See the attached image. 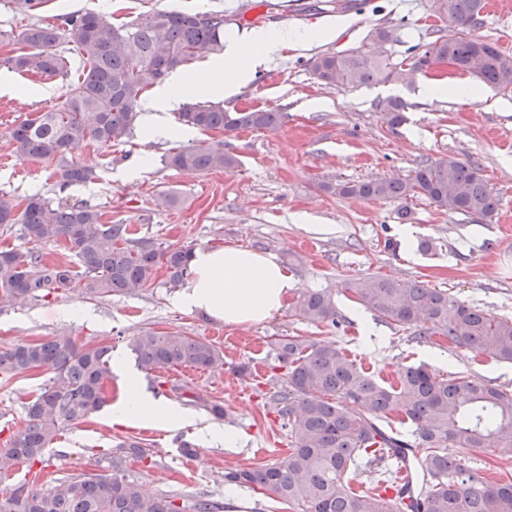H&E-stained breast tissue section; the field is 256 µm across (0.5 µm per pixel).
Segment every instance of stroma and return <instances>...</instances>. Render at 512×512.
Segmentation results:
<instances>
[{"label": "stroma", "instance_id": "stroma-1", "mask_svg": "<svg viewBox=\"0 0 512 512\" xmlns=\"http://www.w3.org/2000/svg\"><path fill=\"white\" fill-rule=\"evenodd\" d=\"M300 3L299 13L292 15L285 0H40L23 13L16 0H0V74H12L19 88L18 96H0V156L8 159L0 165V192L19 201L37 192L55 198V166L20 157L9 132L33 112L60 103L67 81L12 72L9 59L19 50L15 38L28 23L56 25L63 14L88 10L119 22L153 9H174L238 13L245 29L296 31L316 24L334 33L331 40L304 49L286 47L275 64L258 70L225 100L229 111L261 103L283 112L278 131L227 134L193 128L176 139L153 140L137 130L127 143L111 147L83 140L69 155L96 177L71 186L65 196L99 207L104 222L131 225L134 237L154 239L165 248L240 246L275 254L296 277L299 292L325 288L332 293L337 326L302 320L289 305L264 322L227 326L176 308L175 291L162 271L150 287L131 295L93 299L74 290L0 309V349L63 336L78 345L111 346L113 355L130 364L129 337L150 329L208 339L224 355L223 364L213 368L182 365L162 377H147L149 389L192 415V424L178 430L114 422L111 405L123 387L119 377H112L107 407L63 432L45 457L46 472L60 477L96 469L116 443L141 438L151 455L128 462L125 474L146 494L189 503L204 493L224 501L225 469L257 468L288 453L287 435L270 410L267 384L268 354L283 336L333 341L357 367L389 381L400 369L424 362L439 375L464 372L512 390V364L486 359L439 336L413 339L369 310L356 319L360 305L346 289L347 282L368 276L416 279L490 314L512 317V234L502 230L512 220V91L481 84L471 99H428L425 85L470 83L469 75L448 66L415 76L410 85L353 90L325 85L309 70L308 60L325 51L367 48L366 35L378 25L392 28L396 41L387 50L399 59L434 30L449 35L457 26L434 18L429 0H371L364 13L350 9L349 0ZM388 96L407 104L406 122L394 129L376 110L377 101ZM218 142L236 154L238 168L188 172L163 162L177 145ZM442 156L482 169L500 199L493 218L444 213L416 198L409 201L410 217L403 221L397 217L400 201L341 197L324 189L328 182L405 179L423 161ZM162 193L176 195L174 208H156ZM424 238L434 241L432 252L419 251ZM75 304L84 307L85 316L69 314ZM244 364L252 367V376L236 375ZM45 381L44 375L30 373L0 382V430L22 424L26 403ZM183 385L195 392L197 402L184 400ZM214 402L223 404L227 418L214 420L207 410ZM213 422L240 432L241 447L204 443L199 430ZM180 437L196 445L197 457L179 454Z\"/></svg>", "mask_w": 512, "mask_h": 512}]
</instances>
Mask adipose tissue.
Wrapping results in <instances>:
<instances>
[{
    "mask_svg": "<svg viewBox=\"0 0 512 512\" xmlns=\"http://www.w3.org/2000/svg\"><path fill=\"white\" fill-rule=\"evenodd\" d=\"M327 36V30L320 27L297 32L269 28L242 31L227 43L223 58L188 73L171 75L156 86L139 126L151 138L175 135L168 114L186 95L232 97L288 45L306 47ZM295 287L294 277L271 253L239 247L202 249L191 261L190 277L176 294L175 304L228 326L251 325L280 312ZM122 380L125 393L112 407L114 421L165 429L191 423V415L150 392L138 374L123 372Z\"/></svg>",
    "mask_w": 512,
    "mask_h": 512,
    "instance_id": "ef3b65f1",
    "label": "adipose tissue"
}]
</instances>
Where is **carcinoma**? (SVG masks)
Instances as JSON below:
<instances>
[{
  "label": "carcinoma",
  "mask_w": 512,
  "mask_h": 512,
  "mask_svg": "<svg viewBox=\"0 0 512 512\" xmlns=\"http://www.w3.org/2000/svg\"><path fill=\"white\" fill-rule=\"evenodd\" d=\"M486 0H430V10L451 18L453 35L407 49L406 60L361 49L326 52L308 61L313 75L326 85L357 88L385 83L410 84L446 60L457 70L500 90L512 89V55L468 30L480 22ZM64 25L84 67L66 85L60 104L33 113L10 132L23 158L56 162V185L90 181L94 171L66 156L75 141L104 145L125 142L138 123L143 92L176 73L191 60L224 51L227 21L221 13L200 14L155 9L114 23L101 13L73 12ZM60 28L34 22L17 42L29 51L10 58L18 72L66 76L67 59L55 50ZM406 102L387 97L376 104L391 128L406 121ZM283 113L274 110L229 112L220 103H187L182 124L202 131L241 129L273 131ZM166 166L180 171L225 170L240 165L224 143L183 146L169 151ZM339 196L408 201L420 195L438 210L491 218L499 199L481 170L453 157L420 164L408 179L346 181L328 186ZM88 203L52 201L33 195L25 203L0 194V233L14 225L34 247L0 248V309L46 301L66 291L91 297L131 294L149 287L159 268L177 288L190 274L194 250L161 248L148 239L130 238L129 225L106 224ZM65 244L78 271L51 263L38 246ZM358 301L390 324L415 329L419 338L440 335L480 355L512 362V318L493 316L420 281L372 276L348 282ZM295 315L311 323L337 325L332 294L308 291L294 305ZM128 347L138 368L160 374L189 364L209 368L223 358L214 343L179 331H141ZM112 347L77 346L68 339H46L0 350V380L29 371L48 374V382L28 402L23 425L0 442V472L20 464L44 462L46 451L68 427L86 420L104 403L105 383L112 376ZM269 384L271 408L288 431V456L256 469H230L224 482L258 487L296 512H400L398 503L380 496L384 480L355 490L349 478L357 459L366 455L381 466L399 448H427L417 461L425 487L411 512H512V481L492 482L472 473L464 457L450 448L488 450L512 459V392L461 372L440 377L424 365L407 366L396 382L367 374L329 341L283 336L273 344ZM390 414L412 427L411 436L389 430ZM118 454L100 471L54 477L37 487L24 483L0 496V512H221L223 505L207 495L192 504H177L167 495L150 496L127 479V459L145 460L150 449L137 440L117 444Z\"/></svg>",
  "instance_id": "carcinoma-1"
}]
</instances>
